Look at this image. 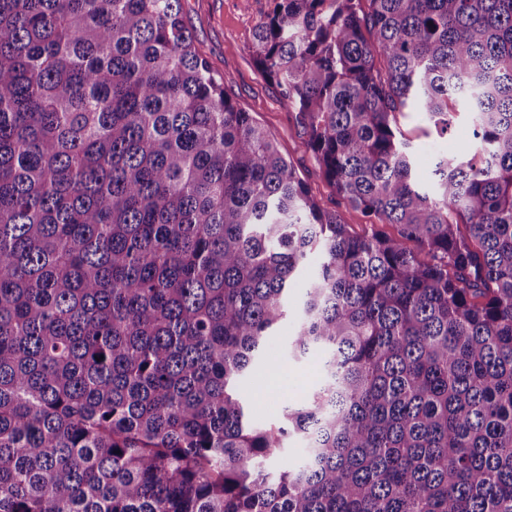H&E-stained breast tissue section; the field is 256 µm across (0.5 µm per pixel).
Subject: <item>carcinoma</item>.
<instances>
[{
    "instance_id": "1",
    "label": "carcinoma",
    "mask_w": 512,
    "mask_h": 512,
    "mask_svg": "<svg viewBox=\"0 0 512 512\" xmlns=\"http://www.w3.org/2000/svg\"><path fill=\"white\" fill-rule=\"evenodd\" d=\"M254 55L392 232L310 195L180 0H0V512H512V0H273ZM405 108L472 121L430 190ZM312 257L321 383L257 425Z\"/></svg>"
}]
</instances>
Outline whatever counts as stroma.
Wrapping results in <instances>:
<instances>
[{
	"mask_svg": "<svg viewBox=\"0 0 512 512\" xmlns=\"http://www.w3.org/2000/svg\"><path fill=\"white\" fill-rule=\"evenodd\" d=\"M180 8L196 52L222 78L225 90L239 107L274 135L279 152L291 162L310 192L357 233L371 232L369 219L339 201L331 191L312 154L303 145L306 134L293 108L255 64L252 46L256 25L272 10L273 0H180ZM396 123L412 145L414 172L424 187L432 184L433 170L440 157L475 147L470 121L464 115L444 137L438 136L418 112L398 113ZM293 327V322L283 323L263 351L264 358L275 368L284 370V379L269 385L267 372L258 369L238 384L240 395L252 402L253 418L259 423L280 421L282 400L303 403L320 381V354L313 352L298 360L288 357V338Z\"/></svg>",
	"mask_w": 512,
	"mask_h": 512,
	"instance_id": "obj_1",
	"label": "stroma"
}]
</instances>
